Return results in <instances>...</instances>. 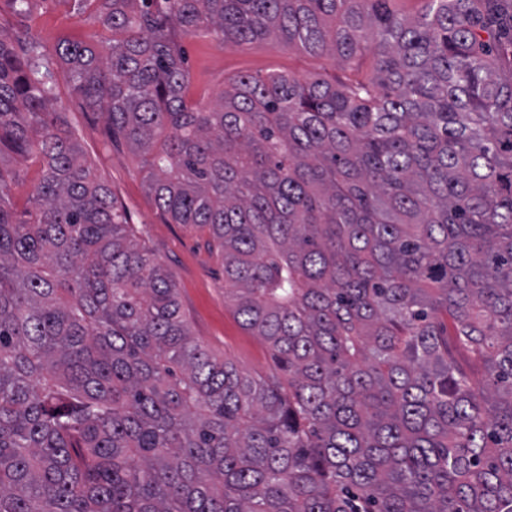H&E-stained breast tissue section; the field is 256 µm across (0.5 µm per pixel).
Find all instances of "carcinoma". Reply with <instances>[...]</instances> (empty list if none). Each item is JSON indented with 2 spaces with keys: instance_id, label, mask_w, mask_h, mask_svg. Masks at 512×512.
Wrapping results in <instances>:
<instances>
[{
  "instance_id": "cac0c4a2",
  "label": "carcinoma",
  "mask_w": 512,
  "mask_h": 512,
  "mask_svg": "<svg viewBox=\"0 0 512 512\" xmlns=\"http://www.w3.org/2000/svg\"><path fill=\"white\" fill-rule=\"evenodd\" d=\"M104 2L105 48L0 28V147L41 163L21 212L0 166V512H512V0ZM174 30L350 73L190 106ZM58 60L288 387L192 336Z\"/></svg>"
}]
</instances>
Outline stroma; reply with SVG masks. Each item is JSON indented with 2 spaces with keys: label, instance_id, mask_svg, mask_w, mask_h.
Here are the masks:
<instances>
[{
  "label": "stroma",
  "instance_id": "stroma-1",
  "mask_svg": "<svg viewBox=\"0 0 512 512\" xmlns=\"http://www.w3.org/2000/svg\"><path fill=\"white\" fill-rule=\"evenodd\" d=\"M30 27L46 53H54L60 39L105 42L112 33L98 22L84 20L74 0H29L26 13L13 0H0V27ZM188 72V95L214 104L225 84L242 75L284 74L343 79L346 69L325 55H313L288 44L263 40L239 45L220 43L211 35L177 36ZM62 117L94 173L112 190L136 241L147 247L170 272L181 310L193 336L218 357L233 361L254 374L271 376L277 367L270 348L244 329L224 302V264L209 249L207 232L190 224L173 223L155 203L146 186L140 154L121 137L111 136L101 112L90 109L64 78L54 89ZM0 165L15 177L12 201L24 208L38 183L31 159L12 151L0 154Z\"/></svg>",
  "mask_w": 512,
  "mask_h": 512
}]
</instances>
